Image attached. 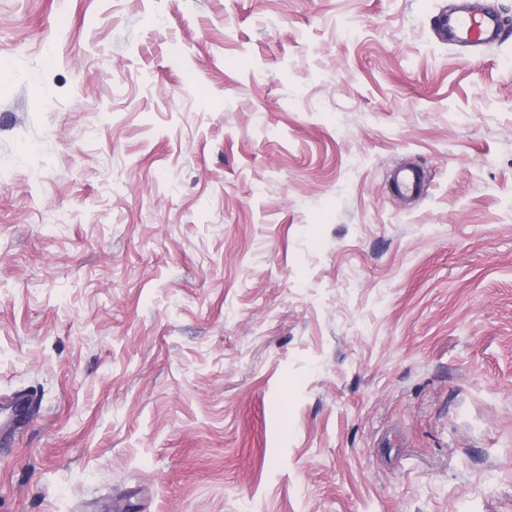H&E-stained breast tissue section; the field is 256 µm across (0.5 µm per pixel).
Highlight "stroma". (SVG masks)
<instances>
[{"mask_svg":"<svg viewBox=\"0 0 512 512\" xmlns=\"http://www.w3.org/2000/svg\"><path fill=\"white\" fill-rule=\"evenodd\" d=\"M453 2L0 0V512H512V38ZM457 7L439 14L434 25L448 45L485 48L497 44L508 23L499 14L481 10L477 0H462ZM423 174L419 169L408 168L399 171L392 181V189L402 195H413L421 191Z\"/></svg>","mask_w":512,"mask_h":512,"instance_id":"35a3bbf8","label":"stroma"}]
</instances>
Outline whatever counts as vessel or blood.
<instances>
[{
	"instance_id": "obj_1",
	"label": "vessel or blood",
	"mask_w": 512,
	"mask_h": 512,
	"mask_svg": "<svg viewBox=\"0 0 512 512\" xmlns=\"http://www.w3.org/2000/svg\"><path fill=\"white\" fill-rule=\"evenodd\" d=\"M434 25L448 44L463 48L495 45L507 28L501 15L484 12L478 7L477 0H462L457 7L439 14ZM422 186L423 174L416 168L399 171L392 181L393 190L402 195L416 194Z\"/></svg>"
}]
</instances>
